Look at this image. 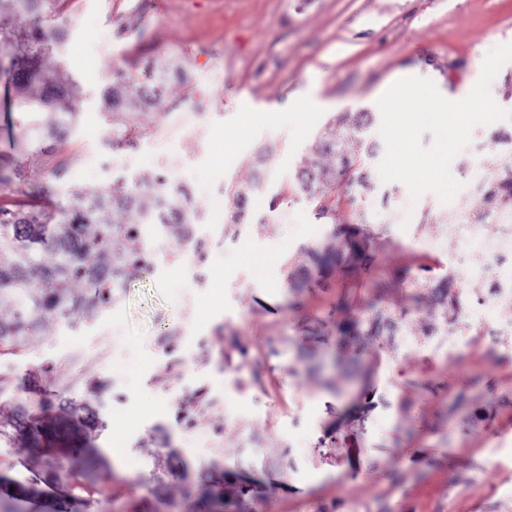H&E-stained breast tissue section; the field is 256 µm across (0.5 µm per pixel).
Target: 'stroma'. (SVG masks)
<instances>
[{"mask_svg": "<svg viewBox=\"0 0 512 512\" xmlns=\"http://www.w3.org/2000/svg\"><path fill=\"white\" fill-rule=\"evenodd\" d=\"M44 14L65 34L45 70L74 75L79 116L54 150L31 145L0 73V200L35 191L45 209L68 210L75 189L148 184L165 163L187 194L224 203L209 223L145 224L114 241L132 253L190 237L203 262L153 264L93 317L49 318L17 350L0 343V407L62 394L108 422L97 446L112 480L71 512H170L186 484L242 480L253 512H512V336L501 333L512 301L487 305L492 280L460 278L512 232L482 216L489 181L512 162L496 142L512 136V62L490 84L508 116L472 129L450 164L460 190L448 204L381 179L377 106L405 72L451 99L475 86L486 54L512 41V0H46ZM166 61L184 79H168L132 146L113 147V69ZM197 97L201 135L164 138ZM345 112L369 115L355 160L366 183L338 187L337 213L322 217L298 171ZM341 225L367 237L370 264L316 263L347 251ZM425 269L462 285L458 319L442 321L428 291L410 287ZM373 301L402 316L398 335L349 333ZM231 339L247 359L225 361ZM160 448L188 481L154 486ZM28 460L23 444L1 448L0 476L36 483L20 512H53L55 490Z\"/></svg>", "mask_w": 512, "mask_h": 512, "instance_id": "1", "label": "stroma"}]
</instances>
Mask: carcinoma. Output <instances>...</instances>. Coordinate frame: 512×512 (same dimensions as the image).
<instances>
[{
	"label": "carcinoma",
	"instance_id": "1",
	"mask_svg": "<svg viewBox=\"0 0 512 512\" xmlns=\"http://www.w3.org/2000/svg\"><path fill=\"white\" fill-rule=\"evenodd\" d=\"M40 0H0V49L13 51L16 65L15 89L19 106L29 109L25 135L30 139H62L77 115L79 87L63 69L54 79L44 78L46 56L52 52L59 33L46 28L38 4ZM24 14L31 26L20 31L13 19ZM161 90L121 69L112 74L105 90V102L112 114V146L130 143L146 130V121L156 115ZM369 114L357 113L353 119L344 114L323 131L317 149L336 155V164L321 167L313 162L303 165L299 178L305 191L314 196L343 181H364L353 176L355 153L363 144V131ZM164 176L152 184L132 189L85 188L76 193L77 205L61 212H49L36 202L0 206V306L12 308L9 321L0 319V343L24 341L37 334L43 320L73 314L89 318L116 301L131 272L147 266L148 253L126 254L115 250L112 242L119 236L140 235L141 225L153 220L167 223L165 215L142 206L145 196L156 197ZM491 211L512 214V163L501 167L486 197ZM117 211L132 215L121 224L114 221ZM437 303L444 306L443 319L459 315V297L448 296V280L429 286ZM397 318L384 310H375L356 322L362 336H381L397 329ZM45 403L17 404L7 419H0V443L21 435L35 452L39 471L48 474L68 494H89L107 480L96 471L87 474L61 472L56 467L58 454L65 449L78 450L72 444L90 445L104 428L95 407L87 401L65 399L60 409L68 414L71 431H57ZM243 487L230 495L216 498L208 512H241Z\"/></svg>",
	"mask_w": 512,
	"mask_h": 512
}]
</instances>
